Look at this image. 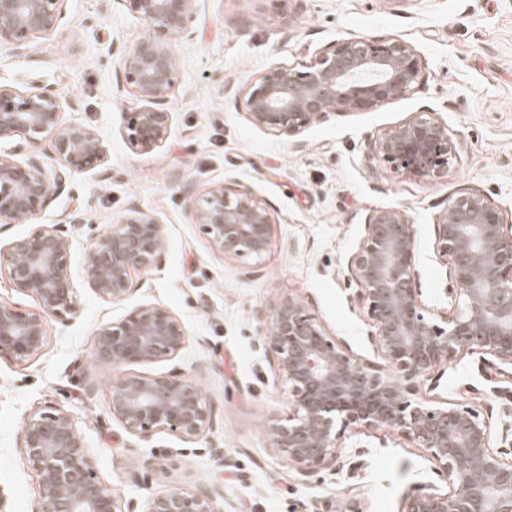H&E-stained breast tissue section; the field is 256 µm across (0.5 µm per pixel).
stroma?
<instances>
[{"mask_svg": "<svg viewBox=\"0 0 512 512\" xmlns=\"http://www.w3.org/2000/svg\"><path fill=\"white\" fill-rule=\"evenodd\" d=\"M190 30L172 44L168 138L146 154L124 137L123 115L139 101L119 83L123 51L150 30L122 0H67L53 34L20 50L0 47L1 83H35L75 100L66 120L93 128L107 148L105 164L75 174L40 218L71 238L78 312L50 322L36 358L0 357V512H37L39 478L21 433L27 415L48 402L74 418L121 512H146L171 487L211 486L221 492L219 512H404L408 495L444 481L424 449L397 435L347 431L335 468L305 480L272 447L267 425L290 404L260 346L261 313L292 294L327 334L377 361L370 319L341 270L380 209L413 221L421 298L447 307L449 268L435 250L434 224L449 196L477 189L512 216V0H195ZM354 37L408 42L421 58V83L370 111L329 113L302 133L299 148L251 122L245 90L266 69L302 66ZM418 112L436 113L458 146L438 181L366 157L370 136ZM221 182L250 188L275 219L260 261L225 258L193 220L194 201ZM134 206L164 225L165 248L158 264L134 274L125 301L107 303L88 285L85 255ZM141 304L169 308L190 336L178 357L142 370L197 375L215 424L194 441L168 433L140 441L109 411L117 372L95 360V334ZM416 396L477 406L497 430L512 429V370L496 373L478 357L448 361L441 379L418 383Z\"/></svg>", "mask_w": 512, "mask_h": 512, "instance_id": "35a3bbf8", "label": "stroma"}]
</instances>
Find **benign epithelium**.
<instances>
[{
    "instance_id": "7a95c632",
    "label": "benign epithelium",
    "mask_w": 512,
    "mask_h": 512,
    "mask_svg": "<svg viewBox=\"0 0 512 512\" xmlns=\"http://www.w3.org/2000/svg\"><path fill=\"white\" fill-rule=\"evenodd\" d=\"M66 0H0V46L21 48L55 31ZM151 30L121 59L123 85L141 105L124 113V136L139 153L168 137L165 108L176 80L171 46L185 35L195 0H125ZM422 79L417 51L400 39H344L316 53L298 69L269 68L248 89L254 125L298 137L329 112L371 110L406 95ZM69 106L38 85L0 84V141L29 144L18 159L0 150V224H28L27 235L0 249V276L34 294L41 314L0 301V356L22 363L39 356L47 325L77 313L67 276L70 240L59 224H38L40 214L76 173L102 165L106 149L91 128L65 121ZM49 143L54 163L42 160ZM369 159L393 171L440 180L457 159L448 127L433 112H418L369 142ZM193 218L210 247L227 258L261 259L269 250L274 218L249 188L220 183L194 203ZM165 231L136 207L90 244L87 282L110 303L132 292V274L160 260ZM435 246L449 264L451 308L435 312L423 303L416 281L412 221L394 209L371 213L365 235L343 269L357 284L355 296L372 320L380 367L330 336L291 294L265 313L262 337L291 412L268 427L272 447L299 476L336 463L349 429L367 437L396 434L424 449L451 490L413 496L407 512H512V441L495 432L479 409L463 403L435 406L415 397L416 384L453 359L478 355L512 367V232L502 210L480 192L448 198L436 222ZM182 321L168 308L144 304L96 332L97 361L121 371L112 382L109 410L141 441L167 432L191 441L214 427L213 410L192 375H147L131 366L174 358L188 343ZM22 448L40 480L37 512H119L112 487L99 476L73 419L46 406L33 411L22 430ZM147 512H218L216 493L169 488L152 497Z\"/></svg>"
}]
</instances>
